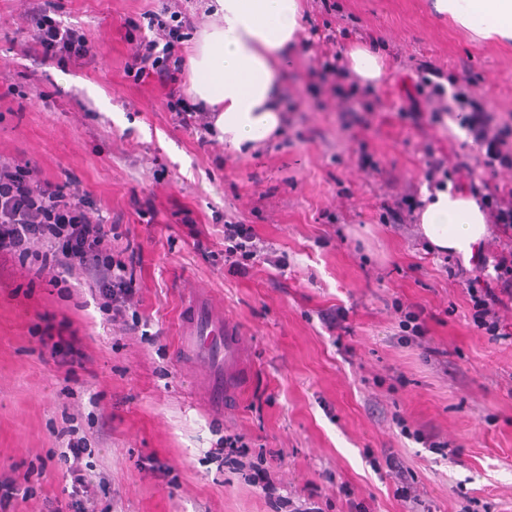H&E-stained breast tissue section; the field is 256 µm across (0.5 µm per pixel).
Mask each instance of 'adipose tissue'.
<instances>
[{"instance_id":"obj_1","label":"adipose tissue","mask_w":512,"mask_h":512,"mask_svg":"<svg viewBox=\"0 0 512 512\" xmlns=\"http://www.w3.org/2000/svg\"><path fill=\"white\" fill-rule=\"evenodd\" d=\"M432 7L473 38L512 44V0H433ZM214 19L189 57V92L216 118L225 143L249 151L286 121L284 72L300 35V0H214ZM419 231L428 248L477 259L490 231L476 200L435 190Z\"/></svg>"}]
</instances>
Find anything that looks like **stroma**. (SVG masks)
Wrapping results in <instances>:
<instances>
[{"label":"stroma","instance_id":"stroma-1","mask_svg":"<svg viewBox=\"0 0 512 512\" xmlns=\"http://www.w3.org/2000/svg\"><path fill=\"white\" fill-rule=\"evenodd\" d=\"M60 2L57 20L90 49L77 64L32 46L30 0H0V159L74 179L119 224L102 248L131 255L141 323L113 318L82 271L38 278L0 255V479L32 488L5 512H61L74 488L62 454L76 441L110 483L96 512H512V310L508 335L489 336L465 289L493 275L508 237L494 230L467 268L425 247L416 220L383 223L381 208L427 190L424 146L484 168L454 117L432 122L425 104L405 115L417 61L468 78L512 122V46L472 38L431 0H303V29L377 47L388 68L374 112L348 128L319 109L301 52L284 130L239 153L182 126L158 82L125 74L130 22L164 0ZM362 143L378 169L357 167ZM228 224L253 229L248 274L224 264ZM194 291L236 323L252 359L220 412L203 370L176 356ZM404 306L422 312L424 337L402 328ZM60 339L87 355L75 372L54 362ZM228 435L248 461L274 463L272 493L212 460Z\"/></svg>","mask_w":512,"mask_h":512}]
</instances>
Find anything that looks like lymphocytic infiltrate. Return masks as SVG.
<instances>
[{"instance_id":"f902f5d3","label":"lymphocytic infiltrate","mask_w":512,"mask_h":512,"mask_svg":"<svg viewBox=\"0 0 512 512\" xmlns=\"http://www.w3.org/2000/svg\"><path fill=\"white\" fill-rule=\"evenodd\" d=\"M54 0H44L32 39L44 57H83L85 48L71 30L61 28L52 13ZM193 21L182 10L149 15L146 26H132L127 39L134 45L126 72L134 80L157 76L169 82L172 96L168 107L187 126L212 130L214 113L187 102L178 84L184 71L178 54L183 33ZM335 32L319 37L314 56V75L318 83L308 90L315 99L330 95L338 112L354 122L374 110L368 87L351 80L338 60ZM454 101L460 120L473 143L484 150L485 177L470 180L469 188L491 223L512 230V196L490 190L488 180L498 171L512 170V124L497 122L469 85L457 86ZM114 225L105 223L87 194L72 179L58 182L34 178L30 166L0 161V253L20 258L35 257L41 268L78 269L93 276L106 307L120 316L129 309L133 278L121 255L102 253V241L112 236ZM496 276L487 280L477 275L468 278L466 290L472 303L474 324L491 335L502 326L498 305L512 301V248L502 249L495 261Z\"/></svg>"}]
</instances>
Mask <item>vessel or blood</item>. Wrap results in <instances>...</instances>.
<instances>
[{
  "label": "vessel or blood",
  "instance_id": "b4317fda",
  "mask_svg": "<svg viewBox=\"0 0 512 512\" xmlns=\"http://www.w3.org/2000/svg\"><path fill=\"white\" fill-rule=\"evenodd\" d=\"M188 305L192 315L180 331L178 352L181 358L206 368L208 403L220 411L225 397L246 388L251 358L234 324L213 312L206 295L192 293Z\"/></svg>",
  "mask_w": 512,
  "mask_h": 512
}]
</instances>
